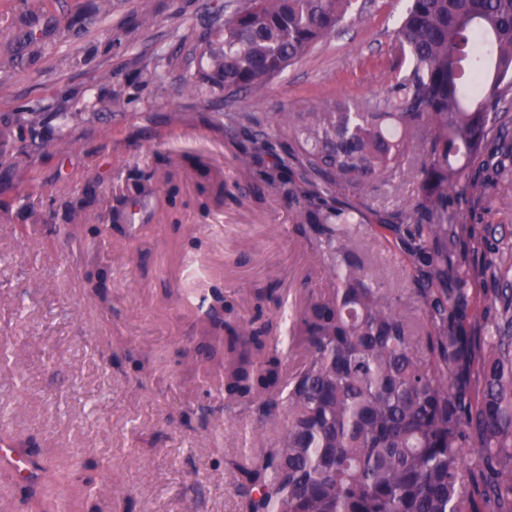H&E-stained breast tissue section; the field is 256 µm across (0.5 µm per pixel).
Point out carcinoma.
Instances as JSON below:
<instances>
[{
    "label": "carcinoma",
    "mask_w": 512,
    "mask_h": 512,
    "mask_svg": "<svg viewBox=\"0 0 512 512\" xmlns=\"http://www.w3.org/2000/svg\"><path fill=\"white\" fill-rule=\"evenodd\" d=\"M351 8L241 0L197 48L201 80L259 92ZM394 42L410 66L383 97L290 113L277 123L288 153L267 164L255 137L236 156L288 197L332 282L298 315L305 355L291 372L254 320L224 323V417L286 415L268 447L227 462L240 512H512V249L476 208L512 193V0H407ZM420 137L429 160L413 168ZM409 173L415 197L365 205ZM464 203L472 223H451ZM371 223L401 250L409 292L383 287L357 251L354 229ZM22 452L21 502L38 507L56 468L33 442ZM93 467L68 460L86 484Z\"/></svg>",
    "instance_id": "carcinoma-1"
}]
</instances>
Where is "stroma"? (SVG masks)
Wrapping results in <instances>:
<instances>
[{"label": "stroma", "instance_id": "stroma-1", "mask_svg": "<svg viewBox=\"0 0 512 512\" xmlns=\"http://www.w3.org/2000/svg\"><path fill=\"white\" fill-rule=\"evenodd\" d=\"M140 2L110 0L103 15L100 0H0V336L12 342L0 402L14 436L56 466L76 450L106 462L92 488L67 490L66 512H237L228 461L269 445L284 420L199 427L201 407L223 400L202 383L216 365L198 352L212 324L196 304L217 290L249 318L259 290L287 310L330 281L287 199L235 153L256 134L272 161L287 149L279 114L383 94L409 66L393 42L402 5L355 0L271 85L228 102L184 77L238 0H154L148 28ZM115 96L123 111L100 108ZM355 238L384 287H411L370 225ZM132 352L149 355V376Z\"/></svg>", "mask_w": 512, "mask_h": 512}]
</instances>
